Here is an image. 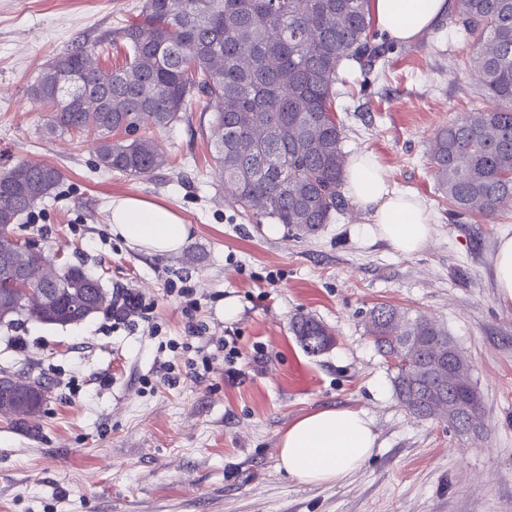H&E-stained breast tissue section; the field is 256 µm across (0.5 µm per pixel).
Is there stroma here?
Returning a JSON list of instances; mask_svg holds the SVG:
<instances>
[{"mask_svg": "<svg viewBox=\"0 0 512 512\" xmlns=\"http://www.w3.org/2000/svg\"><path fill=\"white\" fill-rule=\"evenodd\" d=\"M142 5L0 0V171L33 161L64 176L16 233L150 309L145 321L97 313L67 326L0 327V368L29 367L49 383L30 427L0 415V512H512V306L499 303L494 278L512 210L490 222L453 217L427 154L479 92L465 37L445 19L407 44L378 33L389 45L384 73L366 83L354 71L336 87L347 155L373 153L432 216L427 246L402 255L353 205L312 237L284 225L268 234L225 189L199 112L156 132L172 168L150 178L96 169L90 138L44 134L28 94L40 70L75 40L135 19ZM125 196L174 208L189 244L169 255L127 245L109 222L111 200ZM180 277L197 290L192 319L202 333L166 293ZM228 297L240 306L232 321ZM380 305L447 328L472 365L478 431L459 434L398 404L394 371L364 327ZM298 313L322 323L333 346L308 354L291 330ZM229 333L239 375L228 378L219 360L189 376L188 361ZM330 407L365 413L374 453L339 482L301 483L279 466L280 437Z\"/></svg>", "mask_w": 512, "mask_h": 512, "instance_id": "obj_1", "label": "stroma"}]
</instances>
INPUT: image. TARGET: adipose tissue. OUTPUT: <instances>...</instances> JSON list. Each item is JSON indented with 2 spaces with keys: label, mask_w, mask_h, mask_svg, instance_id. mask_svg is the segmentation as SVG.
<instances>
[{
  "label": "adipose tissue",
  "mask_w": 512,
  "mask_h": 512,
  "mask_svg": "<svg viewBox=\"0 0 512 512\" xmlns=\"http://www.w3.org/2000/svg\"><path fill=\"white\" fill-rule=\"evenodd\" d=\"M451 0H372L382 32L397 43L415 39L448 11ZM351 199L366 212L375 233L402 254L430 240L432 218L420 199L393 187L386 168L369 152L354 155L345 172ZM112 230L131 246L154 255L180 251L189 227L171 207L140 197H118L109 206ZM377 435L358 410L326 408L294 421L279 442L280 465L306 484L332 483L371 458Z\"/></svg>",
  "instance_id": "ef3b65f1"
}]
</instances>
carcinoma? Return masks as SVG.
I'll list each match as a JSON object with an SVG mask.
<instances>
[{"label":"carcinoma","mask_w":512,"mask_h":512,"mask_svg":"<svg viewBox=\"0 0 512 512\" xmlns=\"http://www.w3.org/2000/svg\"><path fill=\"white\" fill-rule=\"evenodd\" d=\"M451 22L463 30L466 60L480 95L466 114L429 143L436 188L459 218L512 209V0H456ZM370 0H144L138 20L76 41L40 71L29 95L44 130L93 138L96 166L128 177L171 169L154 135L197 105L211 113L214 161L236 202L255 217L312 236L344 212V128L336 117L341 69L364 77L386 65L375 42ZM124 52L121 66L96 59ZM123 132L130 140H116ZM62 182L54 166L16 163L0 173V323L35 319L71 325L100 312L131 308V295L109 296L78 265L53 257L15 234L35 206ZM55 289L51 306L43 302ZM365 328L382 355L398 353L397 402L416 418L445 414L452 400L462 434L481 427L471 366L448 330L387 306L369 311ZM292 330L316 355L332 345L314 317L298 314ZM28 404L9 413L28 425L38 408L40 375L0 369Z\"/></svg>","instance_id":"cac0c4a2"}]
</instances>
